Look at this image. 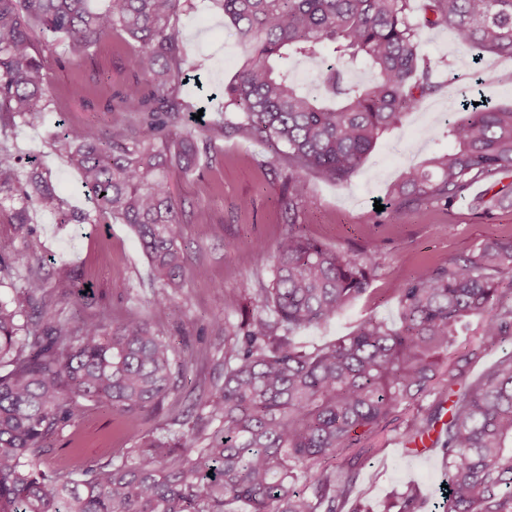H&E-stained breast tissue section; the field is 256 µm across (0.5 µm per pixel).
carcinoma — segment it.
Masks as SVG:
<instances>
[{"instance_id": "carcinoma-1", "label": "carcinoma", "mask_w": 512, "mask_h": 512, "mask_svg": "<svg viewBox=\"0 0 512 512\" xmlns=\"http://www.w3.org/2000/svg\"><path fill=\"white\" fill-rule=\"evenodd\" d=\"M0 0V135L16 120L42 119L53 81L42 42L63 35L72 60H83L119 32L137 45L139 83L121 97L137 112L130 129L73 127L60 119L55 144L80 171L97 221L127 224L153 279L156 306L191 271L179 242L181 203L170 173L196 167L198 146L178 131L181 32L170 18L182 0ZM224 20L251 47L224 107L244 115L242 136L287 148L288 230L273 249L272 279L244 306L229 295L224 319V381L200 384L206 396L168 415L177 430L139 439L121 455L86 466L41 467L48 440L75 427L92 408L130 424L157 414L188 366L169 336L144 320L62 319L35 261L0 245V284L23 285L0 297V512H364L350 503L362 449L400 422L408 445L437 431L446 476L441 512H512V355L481 377L471 365L512 338V235L481 241L464 256L426 267L393 290L398 322L362 319L321 345L296 335L321 327L372 293L375 255H350L304 233L298 173L348 185L379 137L432 92L420 53L423 26H445L481 57H512V0H220ZM314 59L311 86L293 73ZM363 69L368 78L353 83ZM446 152L409 168L392 189L396 210L430 203L451 207L479 182L497 188L472 199L487 215L512 204V105L461 100L448 115ZM21 158L0 141V192L17 183ZM27 204L59 224L86 216L64 205L50 177L35 171L22 190ZM9 222L25 237L27 208ZM477 323L479 341L455 348ZM430 400L428 408L423 402ZM415 485L393 491L381 512H422Z\"/></svg>"}]
</instances>
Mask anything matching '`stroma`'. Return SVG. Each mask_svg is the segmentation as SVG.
Here are the masks:
<instances>
[{
	"mask_svg": "<svg viewBox=\"0 0 512 512\" xmlns=\"http://www.w3.org/2000/svg\"><path fill=\"white\" fill-rule=\"evenodd\" d=\"M171 23L181 32L180 96L185 109L179 114L178 129L196 140L200 154L193 171L174 172L171 180L172 192L182 203L180 242L193 271L174 292L169 307L157 310L154 299L160 286L153 281L147 258L128 225L60 224L54 213L33 207L29 210L33 234L19 238L13 225L0 221V243L27 256L45 258L41 274L61 316L112 322L144 319L161 325L189 362L186 378L165 401L166 408L182 409L194 403L195 385L210 376L221 357L214 344L224 335L225 318H240L239 313H226L225 296L250 297L271 278L268 255L256 252L253 244L260 240L274 245L288 228L283 190L289 169L282 145L251 140L235 130L242 115L225 106L222 92L247 49L225 26L217 0H191ZM419 42L433 65V91L405 115L399 128L376 143L350 184L340 185L312 172L301 176L307 199L298 223L327 246L370 251L380 261L373 296L357 301L326 326L302 331L303 342L320 345L347 335L369 316L396 323L399 312L393 290L405 279L422 268L441 266L451 257L470 253L487 237L512 234V208L485 216L465 201L450 208L422 205L399 214L374 207L375 202L386 201L405 169L424 165L435 152L447 149L446 120L462 97L480 94L491 104H512L511 57L488 55L476 60L473 51L459 45L444 27L422 28ZM67 53V41L61 36L44 51L53 75L56 113H63L75 126H132L136 116L121 110L120 95L137 76L136 47L115 34L91 58L57 68V58ZM76 84L86 87L85 99L71 96ZM198 111L203 117L197 122L193 115ZM54 130V115L18 125L14 147L21 155L36 156L39 168L51 172L64 201L92 214L78 169L53 146ZM62 267L77 270V280L62 278L58 273ZM82 284L91 288V304L74 298ZM161 430L158 418L132 425L93 409L78 427L64 428L51 438L42 462L95 464L134 447L141 436ZM373 444L353 500L380 512L388 493L409 481L417 482L430 500H437L442 484L440 450H430L425 459L408 457L390 428Z\"/></svg>",
	"mask_w": 512,
	"mask_h": 512,
	"instance_id": "35a3bbf8",
	"label": "stroma"
}]
</instances>
